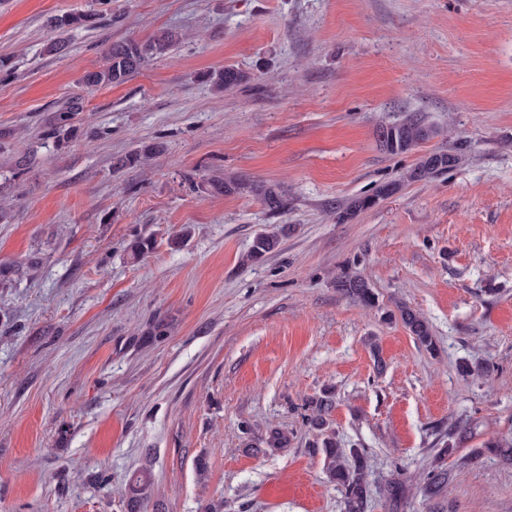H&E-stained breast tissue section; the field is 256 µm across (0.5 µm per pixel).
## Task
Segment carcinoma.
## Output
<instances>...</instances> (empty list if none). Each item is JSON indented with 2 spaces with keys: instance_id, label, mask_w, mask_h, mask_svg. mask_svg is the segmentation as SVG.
Masks as SVG:
<instances>
[{
  "instance_id": "1",
  "label": "carcinoma",
  "mask_w": 512,
  "mask_h": 512,
  "mask_svg": "<svg viewBox=\"0 0 512 512\" xmlns=\"http://www.w3.org/2000/svg\"><path fill=\"white\" fill-rule=\"evenodd\" d=\"M98 13L90 11L79 15H63L51 19V24L58 30L69 29L75 25L95 24ZM182 35L166 31L152 38L146 43L135 41L111 42L105 46L107 63L98 71H90L83 77V83L89 87L102 85H119L129 77L139 72L149 59L164 51L179 45ZM247 75L233 66H226L223 70L211 77V86L217 92L230 90L241 84ZM73 110L57 112L43 130V137L62 145L68 143L81 134L72 122ZM438 134L435 127L424 123L417 118L392 123L382 127L378 132L380 146L386 152L398 155L413 150L423 142ZM162 146L148 145L129 154L127 163L145 164L159 153ZM457 161L456 154L439 150L421 157L417 164L408 170L404 176L407 182H417L429 179L439 172L453 167ZM188 186L197 191H209L228 195H255L259 197L266 207L274 212L284 210L288 206V199L284 189L275 183H257L248 177L236 176L222 180L207 179L196 181L193 174L184 176ZM400 184H386L377 189L375 194L354 200L349 207L340 213L339 219L351 218L356 213L374 207L379 200L394 194ZM279 245L276 235L260 233L255 236L245 255L248 262H259L272 253ZM337 287L346 295L357 300L363 306L374 308L378 303V296L369 282L364 278L347 272L337 277ZM400 317L414 337L416 343L427 351L435 349V340L427 321L414 309L406 306L400 307ZM334 408L333 400L325 395L311 405V414L307 420L317 431L316 441L312 447L318 449L324 457V465L331 482L335 483L342 494L346 512H365L366 506V471L363 454L356 448L349 453L339 448L336 441V432L331 428L329 417ZM466 425L456 424L448 430V440L442 442V447L436 449L432 465L427 472L422 493L424 497L433 499L441 496L448 487L450 474L446 467V459L452 455L462 442ZM150 482L148 473L135 475L129 483L126 495V512H142L143 501L147 494Z\"/></svg>"
}]
</instances>
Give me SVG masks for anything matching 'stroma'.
I'll return each mask as SVG.
<instances>
[{"label": "stroma", "instance_id": "stroma-1", "mask_svg": "<svg viewBox=\"0 0 512 512\" xmlns=\"http://www.w3.org/2000/svg\"><path fill=\"white\" fill-rule=\"evenodd\" d=\"M91 2L0 0V512H125L141 471L145 512H345L304 418L327 391L341 447L365 451L366 512H512V465L484 447L512 433V0H112L99 27L50 26ZM165 29L184 41L127 82L82 84L103 44ZM227 65L248 79L215 92ZM73 103L85 137L42 139ZM409 116L438 135L383 151ZM438 150L452 169L404 182ZM190 171L281 184L288 207L190 191ZM261 232L278 249L244 262ZM139 233L154 248L134 262ZM344 271L378 307L337 290ZM461 420L448 489L424 499ZM275 428L287 447L253 451ZM399 187V183L386 184L379 187L372 196H365L354 200L349 207L340 213L338 218L341 220L349 219L357 212L374 207L379 200L394 194ZM400 317L404 326L420 347L427 351L435 349V340L429 324L417 311L410 307L401 306ZM466 424H455L448 430V440L442 442V447L436 449L432 465L427 472L422 493L427 499L441 496L448 487L450 474L446 467V459L452 455L462 442Z\"/></svg>", "mask_w": 512, "mask_h": 512}]
</instances>
